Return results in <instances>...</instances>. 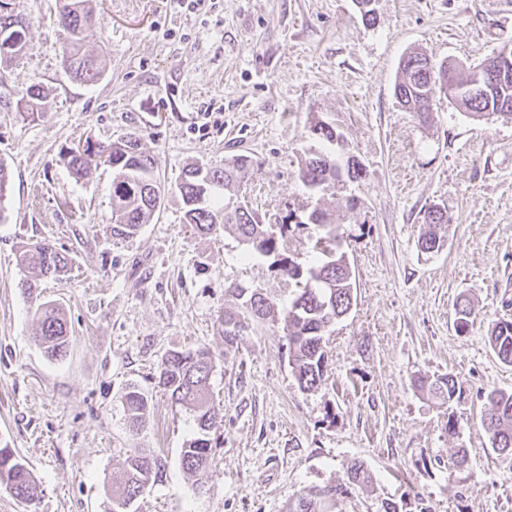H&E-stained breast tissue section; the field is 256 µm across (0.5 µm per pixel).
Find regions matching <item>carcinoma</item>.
Instances as JSON below:
<instances>
[{"label": "carcinoma", "instance_id": "cac0c4a2", "mask_svg": "<svg viewBox=\"0 0 512 512\" xmlns=\"http://www.w3.org/2000/svg\"><path fill=\"white\" fill-rule=\"evenodd\" d=\"M12 10H0V39L20 36L19 49L27 47V29L18 10L17 0H11ZM60 23L67 38L61 58L64 73L72 80L91 83L102 75V60L84 49V32L96 22L93 0H60ZM428 56L413 51L400 66L401 75L395 84V96L400 104L411 111L425 115L439 95L454 100L474 117L500 115L512 117V63L505 65V81L498 82L480 98L465 96L461 88L472 81L477 73L496 66V58L488 59L480 69L466 77L458 76L457 68L449 63L443 69L425 67ZM311 136L334 147L329 152H311L299 167L298 176L311 190L343 181L358 179L363 168L351 158L341 160L344 149L342 133L336 124L315 121L309 126ZM64 158L71 171L79 178H91L99 168L109 167L114 173L111 185L112 236L129 238L142 225L152 222L160 211L168 189L157 180L153 158L140 148L138 137L129 133L110 142L93 143L85 138V148L72 146ZM251 160L246 155H236L224 161L221 167L200 168L196 164L186 167L174 186L182 200L185 223L201 236H212L220 230H234L240 239H248L247 248L262 254L275 249L272 225L264 224L251 208L243 211L230 209L216 192H231L246 179ZM319 230L315 243L318 256L310 267L303 270L293 261L281 263V271L291 279L301 281L302 288L292 302L285 318L288 348L292 370L301 388L311 390L319 385L324 375L325 350L323 332L332 320L340 319L348 311L352 297L346 288V273L340 265L344 254L336 251V214L314 209L308 215ZM449 223L445 215H436L427 209L423 216L425 231L420 237L421 248L438 249L443 246L438 229ZM71 259L46 242L25 244L19 248L17 264L32 271L33 277L21 283V291L36 304L38 328L34 341L47 356L60 359L69 347V330L63 311L52 302L39 300L37 281L42 278L60 277ZM228 292L241 301V310L224 311L219 315L224 341L234 344L238 335H231L228 328L245 325L248 316L262 318L270 313L271 303L259 293L232 284ZM489 344L504 363L512 364V321L499 320L491 329ZM218 356L207 347L195 350H171L158 366V385L170 396L171 402L185 406L195 413L196 430L184 442L180 464L194 476L203 475L211 466L212 439L210 433L217 428L218 416L210 406L211 378L217 367ZM419 387L430 398L445 404L454 400L460 390L452 374L421 377ZM490 408L483 416L482 425L488 434L491 448L499 453L512 455V393L493 391L487 396ZM127 412L133 429L145 426L150 413V401L135 386L125 395ZM164 465L143 449L131 452L123 471L112 479V509L110 512H131L129 506L148 487L163 476ZM351 484H365L369 475L360 461L351 462L347 468ZM9 488L13 497L30 502L36 494V482L21 458L9 448H0V483ZM344 492L341 485L313 488L300 495L294 504L297 512H330L336 497Z\"/></svg>", "mask_w": 512, "mask_h": 512}]
</instances>
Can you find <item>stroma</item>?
<instances>
[{
  "instance_id": "stroma-1",
  "label": "stroma",
  "mask_w": 512,
  "mask_h": 512,
  "mask_svg": "<svg viewBox=\"0 0 512 512\" xmlns=\"http://www.w3.org/2000/svg\"><path fill=\"white\" fill-rule=\"evenodd\" d=\"M58 7L20 0L28 46L0 64V162L11 175L0 200V448L37 485L30 504L0 485V512H108L107 481L137 448L166 471L133 512H286L309 489L342 483L335 512H512V457L492 450L481 423L488 393L512 392V364L488 344L492 324L512 319V118H476L441 95L423 120L394 95L413 50L469 71L512 43V0H375L371 24L355 0H207L196 12L177 0H96L86 45L104 71L92 84L63 72ZM33 85L42 100L31 118L21 98ZM316 117L336 123L365 169L317 194L298 177L321 147L309 134ZM130 132L170 187L188 165L248 156L241 194L264 223L292 222L275 252H246L230 231L194 234L171 191L153 223L112 237V171L77 178L62 152ZM350 199L337 234L355 303L326 329L325 377L307 391L284 321L299 289L279 263L309 266L317 231L306 216ZM434 204L450 221L442 248L426 253L418 239ZM36 241L72 260L40 283L70 325L61 359L34 343L35 307L20 290L16 252ZM233 283L276 309L228 346L218 316L241 305ZM464 298L475 320L461 333ZM198 347L222 355L211 378L219 444L201 479L180 465L193 415L154 380L167 351ZM448 373L461 386L450 405L414 386ZM134 385L152 404L137 434L124 408ZM460 448L468 461L457 468ZM354 460L368 484L347 485Z\"/></svg>"
}]
</instances>
